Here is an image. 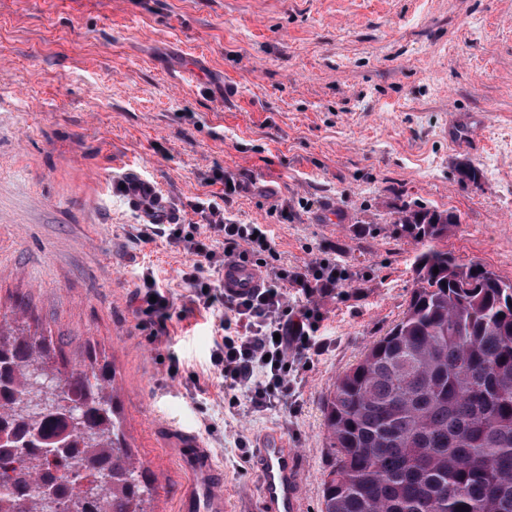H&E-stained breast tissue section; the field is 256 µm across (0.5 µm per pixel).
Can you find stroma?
Segmentation results:
<instances>
[{
  "label": "stroma",
  "instance_id": "stroma-1",
  "mask_svg": "<svg viewBox=\"0 0 512 512\" xmlns=\"http://www.w3.org/2000/svg\"><path fill=\"white\" fill-rule=\"evenodd\" d=\"M471 112L476 153L445 134ZM217 169L241 184L228 216L269 225L280 262L331 256L349 275L318 300L328 347L293 366L284 409L225 407L209 361L221 311L184 314L189 255L144 240L118 186L153 181L186 227ZM414 201L457 213L460 261L512 279V0H0V313L23 309L63 370L111 364L155 512H173L182 480L165 425L196 431L247 512L256 450L283 439L318 512L323 400L403 315L417 247L391 221ZM149 271L173 296L168 345L138 309Z\"/></svg>",
  "mask_w": 512,
  "mask_h": 512
}]
</instances>
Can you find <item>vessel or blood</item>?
<instances>
[{
  "instance_id": "obj_1",
  "label": "vessel or blood",
  "mask_w": 512,
  "mask_h": 512,
  "mask_svg": "<svg viewBox=\"0 0 512 512\" xmlns=\"http://www.w3.org/2000/svg\"><path fill=\"white\" fill-rule=\"evenodd\" d=\"M456 133L452 142L457 149L470 150L484 144L482 117L454 119ZM123 195L138 208L149 224H172L176 213L165 194L154 182L129 172L122 178ZM228 294L262 287L264 275L255 266L231 259L222 274ZM176 462L182 473L177 512H237L232 498L221 488V474L213 456L197 434L187 428H175L170 437ZM261 468V496L264 512H303L298 485V456L295 449L279 439L263 441L258 449Z\"/></svg>"
}]
</instances>
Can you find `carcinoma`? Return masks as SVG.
<instances>
[{
	"label": "carcinoma",
	"mask_w": 512,
	"mask_h": 512,
	"mask_svg": "<svg viewBox=\"0 0 512 512\" xmlns=\"http://www.w3.org/2000/svg\"><path fill=\"white\" fill-rule=\"evenodd\" d=\"M457 223L447 210H398L395 232L417 245L414 286L402 318L326 396L320 512H512V280L448 251ZM19 320L0 316V512H153L110 364L64 373L52 342ZM37 372L65 378L79 419L35 387Z\"/></svg>",
	"instance_id": "cac0c4a2"
}]
</instances>
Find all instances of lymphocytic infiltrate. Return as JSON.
<instances>
[{
	"label": "lymphocytic infiltrate",
	"mask_w": 512,
	"mask_h": 512,
	"mask_svg": "<svg viewBox=\"0 0 512 512\" xmlns=\"http://www.w3.org/2000/svg\"><path fill=\"white\" fill-rule=\"evenodd\" d=\"M219 200H201L195 208L206 230L223 237V252L209 249L177 224L169 225L167 238L193 259L190 306L209 309L218 301L224 306L223 334L214 341L210 363L224 379L225 400L232 408L245 401L263 412L287 403L293 362L325 349V340L317 336L323 320L317 299L347 280L348 274L330 258L315 260L301 270L282 264L267 268L263 287L225 293L222 281L207 277V270L223 267L228 258L246 263L258 253L273 252L274 239L267 225L239 224L225 217ZM290 286L302 292L307 307L297 311L289 307Z\"/></svg>",
	"instance_id": "1"
}]
</instances>
